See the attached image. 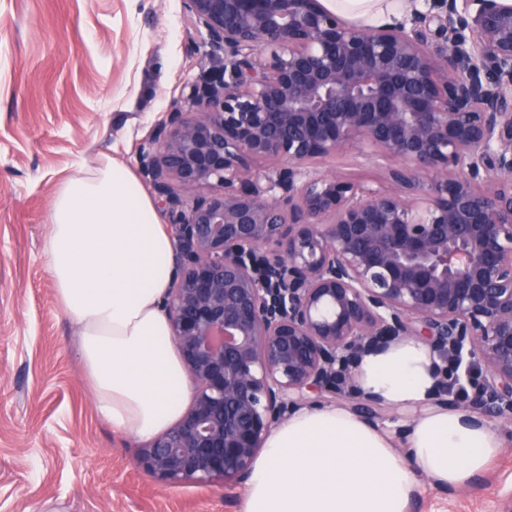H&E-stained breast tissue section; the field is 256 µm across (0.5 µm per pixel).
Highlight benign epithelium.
<instances>
[{"label":"benign epithelium","instance_id":"7a95c632","mask_svg":"<svg viewBox=\"0 0 512 512\" xmlns=\"http://www.w3.org/2000/svg\"><path fill=\"white\" fill-rule=\"evenodd\" d=\"M182 3L215 75L137 156L174 228L192 405L136 465L243 487L294 406L373 405L359 361L405 337L437 358L431 404L512 432V0L371 28L319 0ZM353 149L397 165L377 186L309 169Z\"/></svg>","mask_w":512,"mask_h":512}]
</instances>
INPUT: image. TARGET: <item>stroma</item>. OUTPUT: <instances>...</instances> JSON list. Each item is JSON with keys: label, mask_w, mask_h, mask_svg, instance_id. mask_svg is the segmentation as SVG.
I'll list each match as a JSON object with an SVG mask.
<instances>
[{"label": "stroma", "mask_w": 512, "mask_h": 512, "mask_svg": "<svg viewBox=\"0 0 512 512\" xmlns=\"http://www.w3.org/2000/svg\"><path fill=\"white\" fill-rule=\"evenodd\" d=\"M207 51L182 0H0V512H241L222 480L168 488L137 467L139 440L94 408L44 255L61 183L106 155L137 167ZM391 166L354 150L318 164L360 184ZM509 497L512 436L470 488L421 484L408 512Z\"/></svg>", "instance_id": "stroma-1"}]
</instances>
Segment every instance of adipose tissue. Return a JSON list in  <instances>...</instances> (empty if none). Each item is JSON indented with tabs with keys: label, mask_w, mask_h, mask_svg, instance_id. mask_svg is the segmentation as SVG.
Returning a JSON list of instances; mask_svg holds the SVG:
<instances>
[{
	"label": "adipose tissue",
	"mask_w": 512,
	"mask_h": 512,
	"mask_svg": "<svg viewBox=\"0 0 512 512\" xmlns=\"http://www.w3.org/2000/svg\"><path fill=\"white\" fill-rule=\"evenodd\" d=\"M348 20L401 17L405 0H325ZM45 256L55 298L75 323L96 411L114 432L148 441L184 415L190 381L163 308L175 269L171 237L138 178L101 158L58 188ZM436 359L415 338L364 355L365 395L398 408L425 403ZM404 452L345 406L303 407L278 425L254 460L242 512H408L421 480L462 489L497 456L492 424L456 408L408 421Z\"/></svg>",
	"instance_id": "obj_1"
}]
</instances>
